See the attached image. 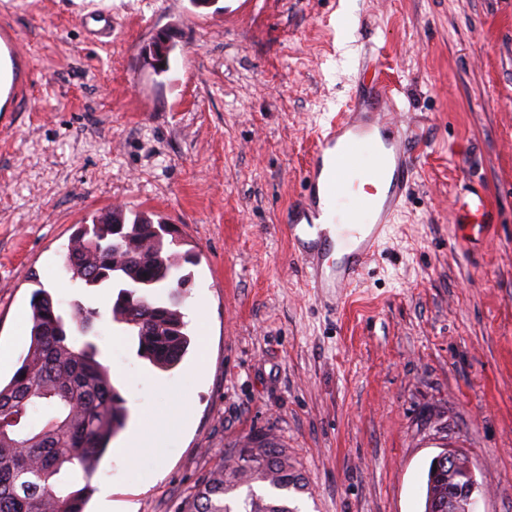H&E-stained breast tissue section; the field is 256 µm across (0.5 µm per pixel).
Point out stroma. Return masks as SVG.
<instances>
[{
    "label": "stroma",
    "instance_id": "obj_1",
    "mask_svg": "<svg viewBox=\"0 0 512 512\" xmlns=\"http://www.w3.org/2000/svg\"><path fill=\"white\" fill-rule=\"evenodd\" d=\"M109 8L97 38L84 17ZM29 93L1 104L0 379L30 344L36 284L72 285L77 225L120 206L173 225L193 346L163 372L119 325L95 341L128 427L157 448L107 453L92 479L138 512H177L249 437L301 469L299 512H423L431 460L466 456L474 512H512V0H0ZM176 44L163 75L142 51ZM396 88L422 156L362 279L324 308L286 214L328 120L368 76ZM482 184L493 224L463 235L453 205Z\"/></svg>",
    "mask_w": 512,
    "mask_h": 512
}]
</instances>
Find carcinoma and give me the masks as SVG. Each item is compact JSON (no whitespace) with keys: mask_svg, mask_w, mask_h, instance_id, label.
<instances>
[{"mask_svg":"<svg viewBox=\"0 0 512 512\" xmlns=\"http://www.w3.org/2000/svg\"><path fill=\"white\" fill-rule=\"evenodd\" d=\"M168 234V225L148 213L128 223L123 210L113 209L78 225L64 259L72 284L116 290L112 322L132 331L139 356L165 371L180 363L190 345L179 305L125 294L132 285L188 282L180 271L194 258L169 251L177 241L165 240ZM91 315L99 312L78 300L64 315L48 291L33 294L28 352L8 383L0 384V512H84L99 461L127 423L125 399L100 349L75 338ZM36 413L37 428L30 423ZM304 486L288 449L265 434L227 449L178 512H297L281 492Z\"/></svg>","mask_w":512,"mask_h":512,"instance_id":"1","label":"carcinoma"}]
</instances>
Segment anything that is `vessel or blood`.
Masks as SVG:
<instances>
[{"mask_svg": "<svg viewBox=\"0 0 512 512\" xmlns=\"http://www.w3.org/2000/svg\"><path fill=\"white\" fill-rule=\"evenodd\" d=\"M21 60L17 36L1 26L0 96L20 98L27 93L28 84L18 74ZM392 101L389 84L372 82L362 101L321 131L304 171L306 192L291 209L288 235L306 261L309 284L317 295L341 299L364 275L406 195L416 158L390 108ZM366 148L372 153L367 164L360 160ZM350 164L367 196L351 203L342 223L334 216L333 205L349 191L343 177ZM492 215L486 191L472 190L464 222L483 229L491 224Z\"/></svg>", "mask_w": 512, "mask_h": 512, "instance_id": "1", "label": "vessel or blood"}]
</instances>
